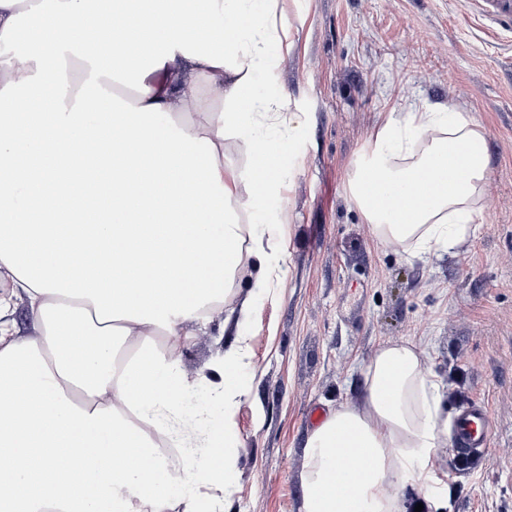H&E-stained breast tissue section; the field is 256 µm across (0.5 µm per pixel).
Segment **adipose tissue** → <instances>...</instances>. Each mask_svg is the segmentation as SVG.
I'll return each mask as SVG.
<instances>
[{"label":"adipose tissue","mask_w":512,"mask_h":512,"mask_svg":"<svg viewBox=\"0 0 512 512\" xmlns=\"http://www.w3.org/2000/svg\"><path fill=\"white\" fill-rule=\"evenodd\" d=\"M126 0H0V512H230L237 465L233 410L248 393L251 299L226 307L237 274L280 268L254 227L275 230L286 202L288 139L260 116L288 109L280 65L290 31L278 0H140L136 36ZM51 55L38 37L64 40ZM194 93L181 97L182 87ZM26 109L14 111L16 100ZM197 116L181 122L182 113ZM81 153L57 156L66 136ZM246 155L224 163V142ZM424 149L401 164L407 145ZM429 170L430 186L416 174ZM484 129L465 112L390 114L349 189L382 243L418 256L454 253L486 191ZM93 266L74 275L73 257ZM33 335L16 338L15 301ZM226 309L238 332L207 375L180 370V339ZM77 330L80 342L63 338ZM356 401L304 442L301 512H406L402 490L434 495L451 424L444 385L414 342L385 343L365 365ZM207 388L212 413L181 404ZM182 447L171 465L156 444Z\"/></svg>","instance_id":"1"}]
</instances>
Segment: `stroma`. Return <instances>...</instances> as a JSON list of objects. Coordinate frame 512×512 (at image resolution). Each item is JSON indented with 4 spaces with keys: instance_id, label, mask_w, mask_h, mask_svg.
<instances>
[{
    "instance_id": "1",
    "label": "stroma",
    "mask_w": 512,
    "mask_h": 512,
    "mask_svg": "<svg viewBox=\"0 0 512 512\" xmlns=\"http://www.w3.org/2000/svg\"><path fill=\"white\" fill-rule=\"evenodd\" d=\"M292 44L280 67L299 117L273 243V284L247 323L254 376L235 409L241 443L232 512H300L304 441L318 407L358 395L381 344L426 341L449 415L473 399L494 421L476 469L448 477L446 512H512V34L489 32L465 0H280ZM455 104L483 126L491 156L484 221L453 254L427 260L383 244L348 182L392 112ZM235 334L213 314L183 341L180 369L205 371Z\"/></svg>"
}]
</instances>
